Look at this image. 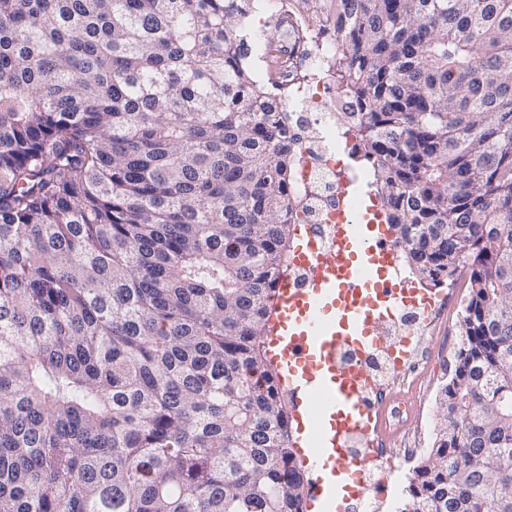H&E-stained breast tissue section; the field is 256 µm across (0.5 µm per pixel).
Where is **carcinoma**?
Wrapping results in <instances>:
<instances>
[{
	"instance_id": "1",
	"label": "carcinoma",
	"mask_w": 512,
	"mask_h": 512,
	"mask_svg": "<svg viewBox=\"0 0 512 512\" xmlns=\"http://www.w3.org/2000/svg\"><path fill=\"white\" fill-rule=\"evenodd\" d=\"M416 278L469 299L402 512H512V0H298ZM269 0H0V512H303Z\"/></svg>"
}]
</instances>
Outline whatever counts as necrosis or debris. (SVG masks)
Listing matches in <instances>:
<instances>
[{"mask_svg": "<svg viewBox=\"0 0 512 512\" xmlns=\"http://www.w3.org/2000/svg\"><path fill=\"white\" fill-rule=\"evenodd\" d=\"M272 2L281 37L259 41L256 79L259 85L284 91L288 96V132L294 149L288 192L302 202L295 221L311 227L327 244L337 219L336 196L341 188L333 114L339 108L357 111L358 104L354 99L339 96L330 79L329 65L336 57L335 37L314 33L291 41L288 30L301 32L303 28L297 2ZM424 293L432 301L425 319L407 318L403 334L395 337L386 351L361 366L366 396L372 402H390L396 392L414 394L432 382L430 354L422 336L439 329L456 291L428 286ZM410 413L409 406L393 405L386 427L374 425L368 433L357 436V455L366 459L374 487L384 486L395 459L414 460L425 451L424 434L404 426ZM389 431L398 433L396 444L386 442L385 434Z\"/></svg>", "mask_w": 512, "mask_h": 512, "instance_id": "obj_1", "label": "necrosis or debris"}]
</instances>
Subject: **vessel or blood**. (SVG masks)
Instances as JSON below:
<instances>
[{
	"label": "vessel or blood",
	"mask_w": 512,
	"mask_h": 512,
	"mask_svg": "<svg viewBox=\"0 0 512 512\" xmlns=\"http://www.w3.org/2000/svg\"><path fill=\"white\" fill-rule=\"evenodd\" d=\"M352 184L350 177H342L340 197L347 219L334 227L332 250L308 236L300 250L306 285L298 288L281 280L265 336L279 382L295 398V417L310 431L305 446L311 465L333 466L307 489L312 500L325 505L339 498L337 476L356 465L346 446L348 433L363 416L383 419L381 406L361 392L359 370L344 364L341 353L350 349L361 354L383 346L384 324L396 319L414 294L413 289L386 283V276L399 267V253L375 237L382 215L354 205Z\"/></svg>",
	"instance_id": "1"
}]
</instances>
